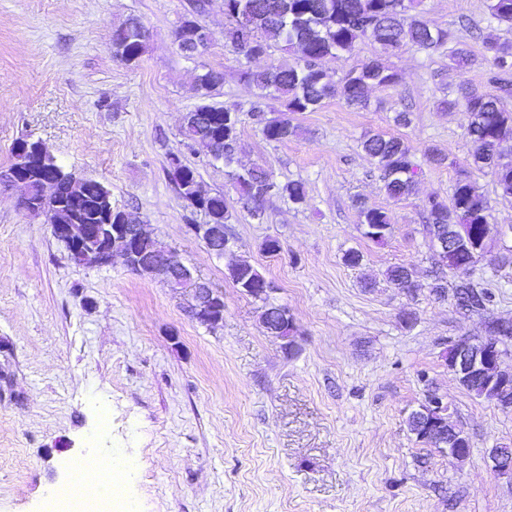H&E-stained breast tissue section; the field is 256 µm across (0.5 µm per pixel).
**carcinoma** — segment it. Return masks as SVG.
Wrapping results in <instances>:
<instances>
[{
	"label": "carcinoma",
	"mask_w": 512,
	"mask_h": 512,
	"mask_svg": "<svg viewBox=\"0 0 512 512\" xmlns=\"http://www.w3.org/2000/svg\"><path fill=\"white\" fill-rule=\"evenodd\" d=\"M489 9L498 21L512 23V0H490ZM224 15L229 21L224 42L234 52L247 58L261 54L268 57L273 49L281 53L278 62L264 70H246L242 78L280 101L290 114L312 112L324 100L334 97L349 107L364 108L368 88L387 87L399 81L398 73L380 57L367 61L338 82L327 75L321 61L350 50L359 40L371 38L387 53L404 44L433 49L448 39L446 31L432 27L415 11V0H224ZM120 29L118 25L112 30L113 57L124 65L139 61L147 39L136 27L126 36L121 35ZM483 56L491 91L479 93L464 87L460 95L443 105L461 112L464 135L474 149V163L490 170L502 197L511 198L512 160L501 155L499 146L512 140V113L504 108V102L512 99V45L485 41ZM256 113L255 120L262 125L266 140L283 142L296 135L297 127L289 119H268L261 109ZM239 124V115L222 107L201 118H189L183 135L196 153L209 156L224 151L228 182L252 217L263 216L264 203L271 197L286 196L295 204L302 203V183L270 182L265 169L240 164ZM361 146L376 161L389 198L400 200L413 193L418 166L402 138L376 133L367 136ZM177 175L179 196L200 194L202 186L195 169L181 163ZM82 185L81 223H103L101 199L111 191L92 179L82 180ZM422 209L436 239L443 237L457 243L464 238L488 237V206L476 184L467 177L456 179L449 202L429 197ZM192 211L203 214L208 224H225L230 218L226 195L221 192L207 195L201 206ZM359 219L364 237L376 244L384 243L392 232V216L382 208L362 205ZM443 260L446 267L457 272L454 297L458 305L480 310L493 303L492 292L473 278V272H459L461 266L470 263L466 249L450 247ZM229 276L242 291L249 282L259 288L265 280L247 261L233 265ZM387 279L406 293L416 287L414 272L407 266L389 269ZM248 296L264 302L260 314L263 323L280 330L293 326L288 307L266 304V295L250 292Z\"/></svg>",
	"instance_id": "obj_1"
}]
</instances>
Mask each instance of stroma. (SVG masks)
Returning a JSON list of instances; mask_svg holds the SVG:
<instances>
[{
  "label": "stroma",
  "mask_w": 512,
  "mask_h": 512,
  "mask_svg": "<svg viewBox=\"0 0 512 512\" xmlns=\"http://www.w3.org/2000/svg\"><path fill=\"white\" fill-rule=\"evenodd\" d=\"M190 0H0V169L14 143L41 140L67 170L102 182L112 205L175 247L195 275L224 295V323L208 331L184 313L187 293L128 271L70 260L44 218L0 186V512H50L70 464L118 458L128 469L114 512H512V479L491 473L488 454L512 448V412L462 388L443 357L490 320H512V266L483 262L488 311L467 312L434 294L437 260L422 203L449 200L461 175L474 180L497 229L492 253L512 249V199L473 163L463 117L440 108L461 85L487 91L483 38L512 43L489 0H422L447 43L401 47L389 62L397 84L368 93L363 109L336 98L292 115L298 134L267 141L253 108L278 116L241 76L266 68L224 45V0L198 21L207 51L187 58L174 31ZM148 31L134 66L112 56L111 34L127 18ZM470 53L458 68L454 52ZM223 71L211 102L238 112L243 161L278 182L298 181L305 200L273 197L254 219L230 200L232 252L216 258L190 230L191 211L170 182V158L197 170L204 189L228 188L223 165L193 152L183 118L200 102L196 75ZM409 111L410 126L395 123ZM371 132L400 136L420 168L413 195L381 189L362 148ZM437 149L447 165L430 164ZM393 217L384 244L362 235L356 199ZM275 239L282 250L267 253ZM363 255L345 264L348 250ZM245 260L287 306L297 349L260 326L261 301L240 292L230 266ZM404 265L418 286L404 293L385 273ZM470 440L456 461L418 441L408 418L429 393Z\"/></svg>",
  "instance_id": "1"
}]
</instances>
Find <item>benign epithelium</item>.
<instances>
[{"label":"benign epithelium","mask_w":512,"mask_h":512,"mask_svg":"<svg viewBox=\"0 0 512 512\" xmlns=\"http://www.w3.org/2000/svg\"><path fill=\"white\" fill-rule=\"evenodd\" d=\"M176 43L191 46L188 56L202 54L208 45V36L200 25L189 24L179 29L175 36ZM14 168L11 176L0 183L18 187L22 190L19 205L28 210L37 205L45 223L51 226L53 237L64 245L69 253H76L92 245L97 249L99 264H107L114 254L122 256L124 265L133 273L147 274L160 278L176 289H188L192 294V304L187 315L208 329H216L224 321V297L209 282L194 276L191 269L180 261L175 250L146 255L137 248L139 240L147 236L144 225L123 214L117 224H64L57 213L59 204L55 196V182L46 179L33 190L26 179L23 164ZM190 231L202 239L207 248L218 257L224 256V225L191 224ZM445 360L448 369L457 381L477 382L481 385L487 401L504 412H512V401L508 394L512 392V369L504 366V350L498 338L482 336H462L446 350ZM424 425L421 439L441 444V451L448 457L460 460L470 454V444L461 429L448 433V441L441 440L440 430L448 420V404L437 396L426 400L418 412ZM490 470L497 476L512 478V450L493 448L489 454Z\"/></svg>","instance_id":"7a95c632"}]
</instances>
